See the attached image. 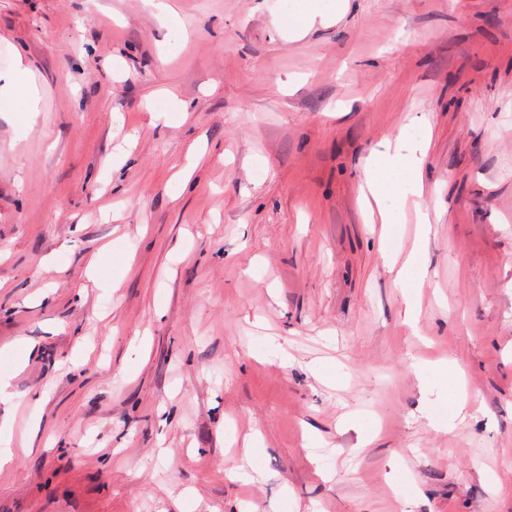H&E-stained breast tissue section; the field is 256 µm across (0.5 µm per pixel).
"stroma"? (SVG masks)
I'll return each mask as SVG.
<instances>
[{"mask_svg":"<svg viewBox=\"0 0 512 512\" xmlns=\"http://www.w3.org/2000/svg\"><path fill=\"white\" fill-rule=\"evenodd\" d=\"M98 2L0 0V512H512V0ZM36 90L30 81L29 70L19 65L15 72L0 86V99L14 100L30 96L35 98ZM385 151H376L369 161L366 169L367 184L373 194L378 192L382 185V170L397 163L400 158L399 143H396L395 153L390 154L391 142L389 140L382 144Z\"/></svg>","mask_w":512,"mask_h":512,"instance_id":"1","label":"stroma"}]
</instances>
